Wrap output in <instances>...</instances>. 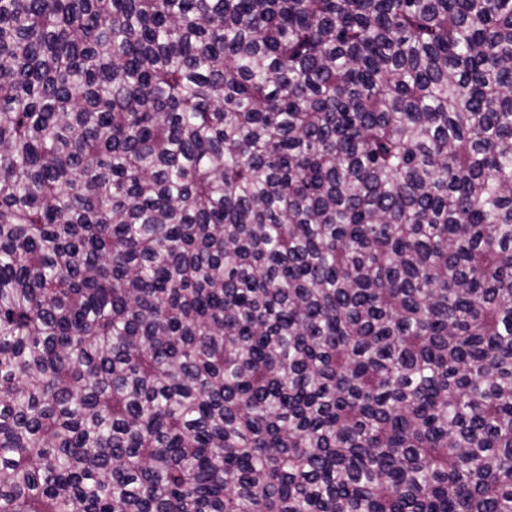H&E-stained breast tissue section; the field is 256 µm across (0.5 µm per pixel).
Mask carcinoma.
<instances>
[{"label": "carcinoma", "mask_w": 512, "mask_h": 512, "mask_svg": "<svg viewBox=\"0 0 512 512\" xmlns=\"http://www.w3.org/2000/svg\"><path fill=\"white\" fill-rule=\"evenodd\" d=\"M0 512H512V0H0Z\"/></svg>", "instance_id": "carcinoma-1"}]
</instances>
